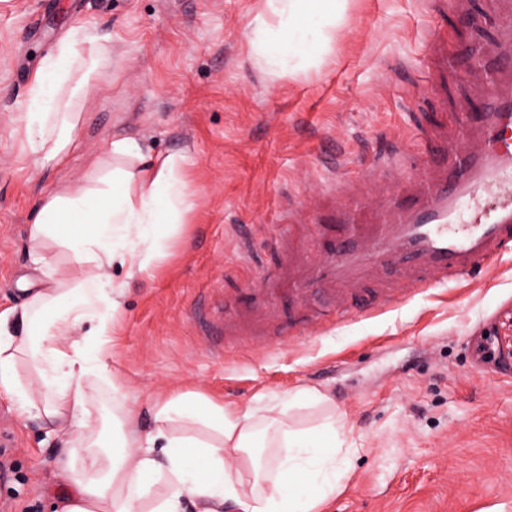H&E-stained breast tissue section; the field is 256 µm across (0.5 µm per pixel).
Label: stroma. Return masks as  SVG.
<instances>
[{
	"label": "stroma",
	"mask_w": 512,
	"mask_h": 512,
	"mask_svg": "<svg viewBox=\"0 0 512 512\" xmlns=\"http://www.w3.org/2000/svg\"><path fill=\"white\" fill-rule=\"evenodd\" d=\"M349 0L324 64L285 75L252 54L263 0H0V309L22 301L36 204L57 183L86 184L113 139L142 137L185 158L195 191L165 257L143 276L113 267L123 290L107 363L123 388L99 387V418L121 406L200 392L228 408L274 405L301 388L329 399L347 472L323 512H512V252L475 279L426 288L317 328L275 296L264 334L211 353L212 324L241 313L249 288L281 262L288 232L348 194H371L369 168L418 155L434 121L478 108L467 57L496 36L501 0ZM105 49L67 161L33 166L13 132L42 60L73 31ZM447 53L445 69L429 68ZM300 215L289 217L293 202ZM64 445L0 395V452L11 512H53Z\"/></svg>",
	"instance_id": "stroma-1"
}]
</instances>
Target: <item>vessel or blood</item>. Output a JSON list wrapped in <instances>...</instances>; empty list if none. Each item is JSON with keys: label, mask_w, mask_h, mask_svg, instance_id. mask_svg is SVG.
Wrapping results in <instances>:
<instances>
[{"label": "vessel or blood", "mask_w": 512, "mask_h": 512, "mask_svg": "<svg viewBox=\"0 0 512 512\" xmlns=\"http://www.w3.org/2000/svg\"><path fill=\"white\" fill-rule=\"evenodd\" d=\"M472 73L484 111L429 127L422 139L427 150L447 139L445 163L424 165L379 202L353 195L332 222L316 224L325 244L320 260H310L304 238L289 240L274 282L286 285L307 322L329 320L309 310L310 283L323 284L342 306L350 286L372 284L389 265L404 286L377 289L374 302L395 306L419 289L479 275L512 248V184L503 180L512 171V14L500 19L495 49L481 54Z\"/></svg>", "instance_id": "b4317fda"}]
</instances>
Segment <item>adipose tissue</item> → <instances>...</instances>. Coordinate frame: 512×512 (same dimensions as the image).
Returning a JSON list of instances; mask_svg holds the SVG:
<instances>
[{
    "mask_svg": "<svg viewBox=\"0 0 512 512\" xmlns=\"http://www.w3.org/2000/svg\"><path fill=\"white\" fill-rule=\"evenodd\" d=\"M346 7L266 0L251 23L252 51L274 72L294 59L320 67ZM103 56L95 40L69 37L43 59L32 110L15 128L33 163L66 158L80 120L75 104L97 84ZM111 151V160L94 161V185L61 184L42 200L28 239L43 280L21 306L0 310V394L68 438L58 473L68 492L58 512H319L338 487L336 444L319 443L333 425L302 428L289 416L325 404L316 389L243 412L174 390L153 401L150 430L133 406L122 408L118 436L100 428L94 390L111 379L105 345L123 295L108 271L148 272L194 196L183 156L153 157L134 136L113 140Z\"/></svg>",
    "mask_w": 512,
    "mask_h": 512,
    "instance_id": "1",
    "label": "adipose tissue"
}]
</instances>
